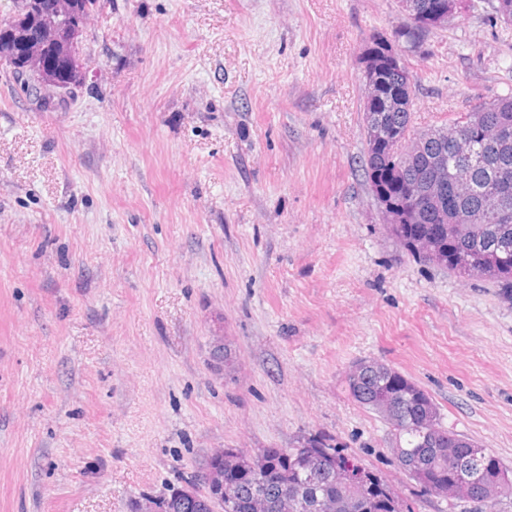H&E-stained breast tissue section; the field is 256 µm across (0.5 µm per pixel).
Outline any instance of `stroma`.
Returning a JSON list of instances; mask_svg holds the SVG:
<instances>
[{"label":"stroma","mask_w":512,"mask_h":512,"mask_svg":"<svg viewBox=\"0 0 512 512\" xmlns=\"http://www.w3.org/2000/svg\"><path fill=\"white\" fill-rule=\"evenodd\" d=\"M405 20L107 0L73 95L41 105L0 61V512H136L214 449L315 433L408 512H476L400 469L348 391L371 360L512 470V303L403 250L361 167L363 49ZM405 59L419 129L512 94V25L481 2Z\"/></svg>","instance_id":"obj_1"}]
</instances>
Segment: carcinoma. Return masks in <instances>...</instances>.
Returning <instances> with one entry per match:
<instances>
[{
  "mask_svg": "<svg viewBox=\"0 0 512 512\" xmlns=\"http://www.w3.org/2000/svg\"><path fill=\"white\" fill-rule=\"evenodd\" d=\"M408 14L407 23L386 35L371 37L362 61L387 64L376 73V90L363 100V123L376 121L393 136H401L412 125L416 101V81L405 65L391 63L393 49H419L433 30L443 21L470 6L469 0H400ZM61 15L56 19L55 41L44 43L26 39L20 32L7 31L9 23L0 26V59L17 68V79L23 89L37 87L39 78L26 73L29 53L41 55L51 87L67 90L81 83V72L69 52L70 30L66 23L75 19L85 25L91 14L83 0H59ZM494 18L512 24V0H486ZM393 97L404 98L403 107L387 108ZM469 135L474 146V159L458 156L448 140V128L434 127L419 144H398L390 153L370 151L363 155L366 182L371 192L385 195L376 177L394 172L401 183L402 194L414 206L433 186L443 179L452 189L454 204L469 213L470 224L456 225L451 230L450 247L457 254L475 248L495 250L506 258L508 268L493 272H470L468 276L485 278L500 288L504 299L512 302V222H502L485 207V187L494 182L512 203V95L485 103L468 113ZM449 224L447 215L438 217L421 211L420 232L430 233L440 223ZM395 368L378 363L377 371L363 374L355 384H348L352 398L375 412L396 431V447L391 449L399 467L424 485L429 475L451 476L459 459L448 452V441L456 434L446 428L427 436L421 434L424 413L437 411V406L417 383L401 376L400 394L393 393L388 383ZM297 447L262 448L257 451L238 449L224 459L220 469L224 478V512H402L393 492H385V484L372 476L369 485H357L341 479L339 472L351 466L358 468L356 458L343 453L336 439L327 434L303 436ZM473 495L482 512H496L499 502L512 497V482L492 488L475 486ZM210 512V496L199 492L188 496L174 492L170 497H142L138 512Z\"/></svg>",
  "mask_w": 512,
  "mask_h": 512,
  "instance_id": "carcinoma-1",
  "label": "carcinoma"
}]
</instances>
